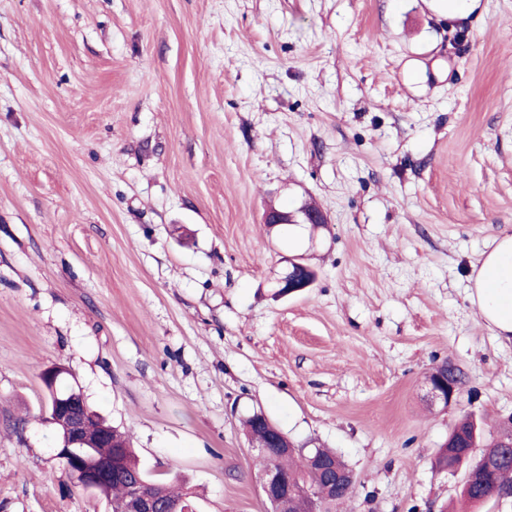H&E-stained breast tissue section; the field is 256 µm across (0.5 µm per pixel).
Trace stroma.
<instances>
[{"label":"stroma","instance_id":"35a3bbf8","mask_svg":"<svg viewBox=\"0 0 512 512\" xmlns=\"http://www.w3.org/2000/svg\"><path fill=\"white\" fill-rule=\"evenodd\" d=\"M440 5L0 0V512H109L54 456L55 364L198 512H267L256 410L343 456L336 512H512L433 467L512 417L469 298L512 232V0ZM305 197L327 227L263 224ZM287 265L283 269V272L280 274V277L277 279V287L279 296H288L290 294L300 292L305 288H309L311 286L310 282L300 281L295 276V268L298 265V262L292 257L286 258L284 260ZM446 368L448 371L444 375L432 373L431 377L435 375L436 377L434 379H428L429 395L431 399L435 403H442L445 406L452 403L460 391L459 377L456 375V368L451 365H447ZM512 434V429L504 428L497 435L483 438L480 429L475 423L466 418L457 423L448 433V454L441 449L435 460V466L454 475V467L461 462V454L467 451L474 452L476 448L497 447L499 439ZM476 447V448H471ZM469 448V449H468Z\"/></svg>","mask_w":512,"mask_h":512}]
</instances>
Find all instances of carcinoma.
Wrapping results in <instances>:
<instances>
[{"mask_svg": "<svg viewBox=\"0 0 512 512\" xmlns=\"http://www.w3.org/2000/svg\"><path fill=\"white\" fill-rule=\"evenodd\" d=\"M243 425L251 444L259 448L265 446L276 436V431L268 421H261L250 415ZM512 434V429H503L498 434L488 438L482 436L475 423L466 418L457 423L448 433V451H439L435 466L448 473H454V467L464 463V468L479 474V480L464 486L463 498L476 503L491 497L493 490L501 486H512V452L505 450L501 453L502 462L491 472H483L485 463L482 457L461 459V454L471 447L492 448L499 444V439ZM112 440L116 447L102 444L92 452L101 458L118 453L117 462L126 474L123 480H114L112 485L103 490L100 497L111 507V512H128L131 502L132 488L140 480L152 484L153 489L170 503H176L187 496L184 491H177L172 486L152 478L143 469L130 446L127 436L117 428H112ZM326 463H334L341 469L348 468L345 461L335 451L329 448H304L290 452L285 456L259 457L260 468L273 465L288 474V479L308 487L324 504L325 512H332L336 505L349 498L350 493L336 492L332 485V475L323 468Z\"/></svg>", "mask_w": 512, "mask_h": 512, "instance_id": "1", "label": "carcinoma"}]
</instances>
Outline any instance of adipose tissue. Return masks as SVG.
I'll return each instance as SVG.
<instances>
[{
	"label": "adipose tissue",
	"instance_id": "adipose-tissue-1",
	"mask_svg": "<svg viewBox=\"0 0 512 512\" xmlns=\"http://www.w3.org/2000/svg\"><path fill=\"white\" fill-rule=\"evenodd\" d=\"M470 300L496 336L512 342V235L497 237L483 253Z\"/></svg>",
	"mask_w": 512,
	"mask_h": 512
}]
</instances>
